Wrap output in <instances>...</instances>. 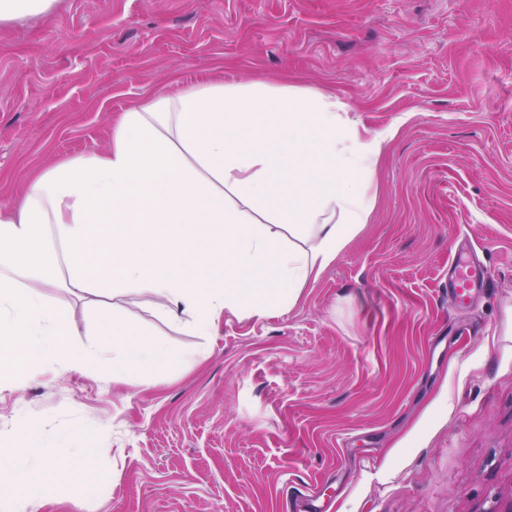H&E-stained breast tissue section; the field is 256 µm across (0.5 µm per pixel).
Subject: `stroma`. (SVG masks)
Here are the masks:
<instances>
[{
    "instance_id": "1",
    "label": "stroma",
    "mask_w": 512,
    "mask_h": 512,
    "mask_svg": "<svg viewBox=\"0 0 512 512\" xmlns=\"http://www.w3.org/2000/svg\"><path fill=\"white\" fill-rule=\"evenodd\" d=\"M223 80L312 88L385 134L373 209L293 304L224 313L205 336L144 292L42 289L80 337L114 305L171 360L0 377V443L34 431L69 461L41 512H290L309 486L321 512H498L512 500V0H58L0 23V205L102 150L109 117ZM459 248L489 277L457 311Z\"/></svg>"
}]
</instances>
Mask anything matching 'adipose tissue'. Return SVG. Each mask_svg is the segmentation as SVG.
<instances>
[{
	"label": "adipose tissue",
	"instance_id": "ef3b65f1",
	"mask_svg": "<svg viewBox=\"0 0 512 512\" xmlns=\"http://www.w3.org/2000/svg\"><path fill=\"white\" fill-rule=\"evenodd\" d=\"M276 119L264 120L269 100ZM335 98L296 86L200 84L140 101L115 117L107 146L37 174L0 207V369L46 367L112 374L159 364L163 344L135 337L118 313L93 316L83 344L41 288L95 295L150 293L192 331L215 326L249 297L296 298L331 264L371 211L380 138H363ZM304 226L303 245L282 247L262 225ZM222 232L231 267L204 243ZM204 270L201 278L184 275ZM39 461L18 464L22 453ZM68 478L54 448H0V501L8 512H40Z\"/></svg>",
	"mask_w": 512,
	"mask_h": 512
}]
</instances>
